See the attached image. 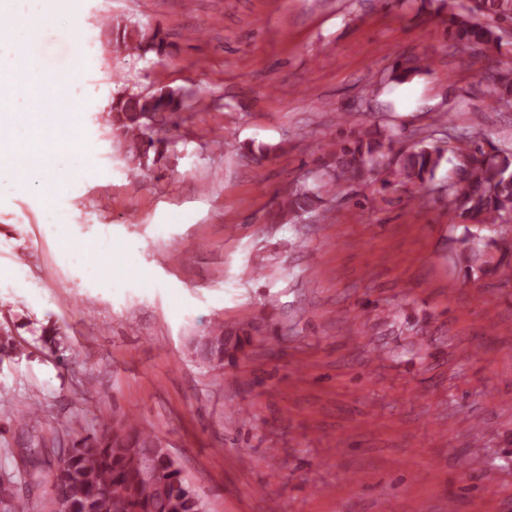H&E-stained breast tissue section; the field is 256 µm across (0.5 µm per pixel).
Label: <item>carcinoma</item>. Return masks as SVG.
Instances as JSON below:
<instances>
[{
    "label": "carcinoma",
    "instance_id": "1",
    "mask_svg": "<svg viewBox=\"0 0 512 512\" xmlns=\"http://www.w3.org/2000/svg\"><path fill=\"white\" fill-rule=\"evenodd\" d=\"M444 20L448 36L457 52H466L480 45H500L501 23L512 24V0H469L466 7L456 0H446ZM115 46L139 56L163 51L158 34L128 27L117 28ZM427 68L424 58L398 61L393 66L391 80L404 83ZM489 106L496 111L512 109V68L497 72L489 89ZM199 95H182L158 101L146 98H119L113 101L111 126L124 137L126 156L142 160L155 148L154 135L177 128L181 114L193 109ZM436 131H428L410 149H394L401 134L393 132L388 142L376 128H365L330 144L319 164L320 174L315 186L302 184L276 203L279 222L316 211L322 203V191H339L351 183L366 182L376 174H387L384 184L394 178L406 188L427 195L438 193L437 200L448 204L452 223L466 224L457 239L455 262L467 277L476 273L496 275L512 280V239L500 235L483 236L471 231L468 223L495 227L512 222V150L491 147L485 150L471 128L456 127L448 135L453 146L452 157L434 144ZM464 171L461 183L449 178L436 182L444 163ZM246 336L243 328L236 330L222 324L213 325L207 335L197 341L194 351L210 362L224 364L226 338ZM50 351L65 360V336L60 328L43 331ZM40 403L27 401L15 409L14 420L38 428ZM25 474L29 482L43 481L40 469L42 441L29 440L21 450ZM15 474L0 472V507L3 512H24L29 507L16 488ZM50 498L53 512H202L200 494L185 483L176 462L160 439L141 429L133 420L124 428L112 432L87 433L71 440L66 448L58 449L51 474Z\"/></svg>",
    "mask_w": 512,
    "mask_h": 512
}]
</instances>
